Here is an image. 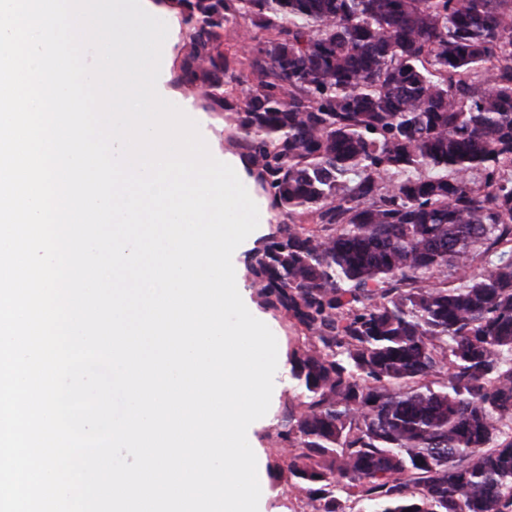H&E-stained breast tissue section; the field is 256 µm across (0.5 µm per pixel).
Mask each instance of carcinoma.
<instances>
[{"mask_svg":"<svg viewBox=\"0 0 512 512\" xmlns=\"http://www.w3.org/2000/svg\"><path fill=\"white\" fill-rule=\"evenodd\" d=\"M172 5L287 218L247 261L294 331L285 512H512V0Z\"/></svg>","mask_w":512,"mask_h":512,"instance_id":"cac0c4a2","label":"carcinoma"}]
</instances>
